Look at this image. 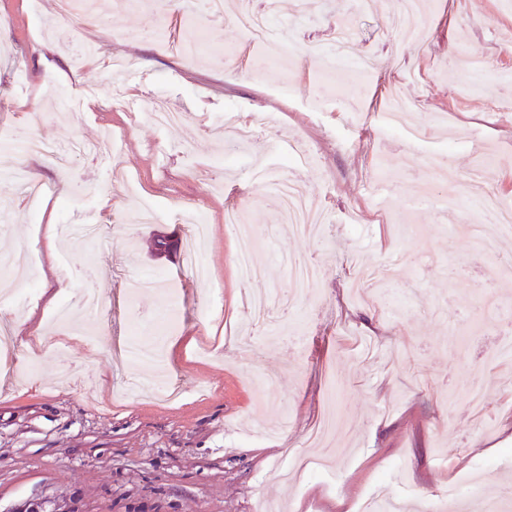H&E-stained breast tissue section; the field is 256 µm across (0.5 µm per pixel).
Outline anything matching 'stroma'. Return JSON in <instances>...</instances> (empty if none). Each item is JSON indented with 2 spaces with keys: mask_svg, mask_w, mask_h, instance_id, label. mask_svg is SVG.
<instances>
[{
  "mask_svg": "<svg viewBox=\"0 0 512 512\" xmlns=\"http://www.w3.org/2000/svg\"><path fill=\"white\" fill-rule=\"evenodd\" d=\"M178 2L105 0L107 25L72 26L66 39L51 25L55 0H0V136L25 129L66 144L108 129L118 144L114 159L80 156L66 170L0 149V171L31 172L47 190L33 213L0 183V254L37 257L32 296L0 280V321L17 340L11 380L0 386V512H356L373 493L419 512L423 493L451 483L473 498L512 483V361L490 357L500 337H512V311L502 307L512 300V268L479 255L468 224L442 220L470 203L463 188L434 184L427 165L450 153L463 172L490 156L488 183L512 204V0H428L417 42L391 25L401 0H252L287 22V67L236 27L234 12L175 29ZM340 27L352 29L356 55L383 66L344 76L360 94L357 107L333 98L310 105L308 83L321 67L301 50L311 41L332 46ZM200 36L209 53L186 65L181 46ZM79 39L136 59L119 77L124 101L113 99L105 68L77 64ZM224 54L244 59L237 76L225 77ZM398 85L413 121L378 133ZM157 95L184 114L172 130L148 116ZM229 108L243 118L270 114L243 164L225 161L207 132ZM279 132L309 149L304 177L328 218L325 239L284 231L276 202L252 176L278 166L281 154L267 142ZM142 202L161 220L130 223ZM190 204L212 226L208 284L183 248L180 212ZM233 207L269 230L254 291L285 288L277 256L320 268L314 294L284 325L301 343H268L248 363L233 352L243 294L238 240L224 222ZM90 211L105 230L123 225L111 248L80 239L48 247L47 225ZM159 233L177 250L155 255ZM367 265L388 278L386 299L355 292ZM139 276L169 282L176 296L158 365L125 353L139 318L164 308L161 289L128 294ZM84 289L101 299L94 347L57 340L49 324L55 303ZM32 315L45 324L44 344L28 334ZM476 365L487 406L478 424L466 404ZM137 373L179 386L181 399L114 404V388ZM329 414L328 472L278 480L276 470L307 454V431Z\"/></svg>",
  "mask_w": 512,
  "mask_h": 512,
  "instance_id": "stroma-1",
  "label": "stroma"
}]
</instances>
